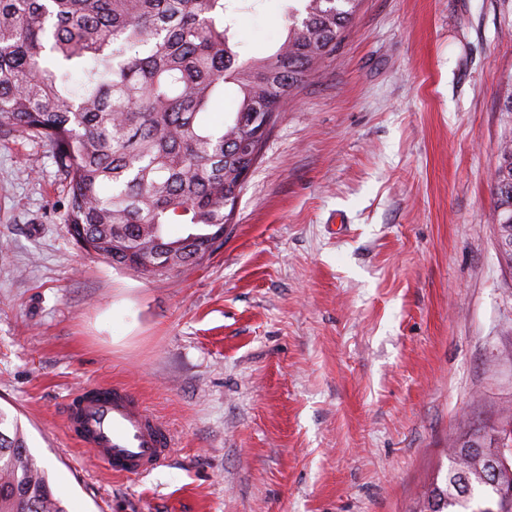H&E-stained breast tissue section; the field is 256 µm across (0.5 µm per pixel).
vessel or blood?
I'll return each mask as SVG.
<instances>
[{
    "label": "vessel or blood",
    "instance_id": "b4317fda",
    "mask_svg": "<svg viewBox=\"0 0 512 512\" xmlns=\"http://www.w3.org/2000/svg\"><path fill=\"white\" fill-rule=\"evenodd\" d=\"M66 426L79 447L91 449L113 475L121 477L155 469L174 447L169 428L133 389L118 383L72 394Z\"/></svg>",
    "mask_w": 512,
    "mask_h": 512
}]
</instances>
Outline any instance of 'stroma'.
Segmentation results:
<instances>
[{"label":"stroma","instance_id":"stroma-1","mask_svg":"<svg viewBox=\"0 0 512 512\" xmlns=\"http://www.w3.org/2000/svg\"><path fill=\"white\" fill-rule=\"evenodd\" d=\"M286 6L237 13L247 55ZM510 94L512 0H360L223 244L154 279L82 251L49 146L0 135V407L68 512H416L449 447L512 411ZM110 383L176 439L149 475L66 430L67 397ZM495 203L499 212V236L503 253L512 266V138L505 139L500 149V160L493 174Z\"/></svg>","mask_w":512,"mask_h":512}]
</instances>
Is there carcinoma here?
<instances>
[{
    "mask_svg": "<svg viewBox=\"0 0 512 512\" xmlns=\"http://www.w3.org/2000/svg\"><path fill=\"white\" fill-rule=\"evenodd\" d=\"M231 0H0V130L44 140L65 196L62 223L80 248L144 278L196 265L219 247L280 112L336 50L358 0H299L285 36L242 55ZM235 111L215 121L226 86ZM499 236L512 265V138L493 174ZM184 230L172 235L169 226ZM448 469L419 512H483V461L448 449ZM0 512H67L0 408Z\"/></svg>",
    "mask_w": 512,
    "mask_h": 512,
    "instance_id": "1",
    "label": "carcinoma"
}]
</instances>
